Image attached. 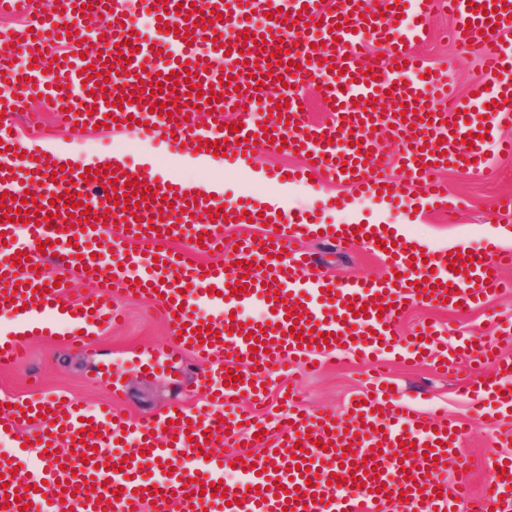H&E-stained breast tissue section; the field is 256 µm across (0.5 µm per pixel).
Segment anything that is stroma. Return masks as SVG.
<instances>
[{
    "label": "stroma",
    "mask_w": 512,
    "mask_h": 512,
    "mask_svg": "<svg viewBox=\"0 0 512 512\" xmlns=\"http://www.w3.org/2000/svg\"><path fill=\"white\" fill-rule=\"evenodd\" d=\"M449 26L447 15L436 14L428 22L430 34L419 51L429 66L447 70L455 93L463 97L469 85L482 77L483 70L477 53L460 54L451 43L447 36ZM126 141L132 142L133 147L122 160L134 172L182 180L199 175L198 169L190 165L194 157L190 147L162 137H147L135 130L105 133L58 128L46 143L53 148L68 147L84 159L110 154L112 144ZM160 154L171 159L170 167L156 166L155 158ZM303 163L301 156H289L264 146L253 152L248 167H238L223 157L214 160L212 168L219 173L217 181L223 187L225 200L235 204L255 201L260 195L275 196L288 210L309 216L313 223L389 224L432 250L478 249L489 241H503L512 248V239L505 241L499 235L500 229L512 228V213L495 208L499 198L512 196V158L492 157L489 170L479 177L444 171L442 178L449 192L464 201L461 211L451 217L417 208L418 197L414 194L386 200L352 196L346 185L321 178L286 185L278 182L277 171L298 168ZM299 246L311 253L315 268L338 280H380L389 271L387 259L365 245L347 251L321 237L308 236L300 239ZM117 304L124 314L123 321L101 329L91 348L80 350L47 336L30 342L20 361L0 366V396L60 395L92 405L107 401L116 392L121 397L120 408L133 418L165 411L177 403H199L201 365L185 351L165 357L168 336L158 303L147 297L130 296L118 299ZM425 322L436 323L440 328L453 327L459 336L482 337L501 357L512 359V294L490 297L470 309L413 305L399 322L396 333L401 337L411 335ZM493 322L499 325L494 332L489 329ZM143 355L151 358L152 368L142 369L139 358ZM476 370L502 386L512 387V377L497 375L493 365L463 360L442 373L435 370L433 361L414 360L408 352L389 358L384 372L386 381L398 387L394 402L461 419L466 432L460 447L464 467L462 473H448L446 480L452 484L458 478H466L473 494L479 496L496 457L512 452V447L500 443L495 421L481 415L479 398L460 394L464 378ZM369 372L368 360L354 354L340 355L314 374L276 367L267 380L266 406L269 411H281L280 394L292 389L307 412L330 413L342 422L346 419L347 399L365 388Z\"/></svg>",
    "instance_id": "1"
}]
</instances>
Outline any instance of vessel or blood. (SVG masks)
Returning <instances> with one entry per match:
<instances>
[{
	"mask_svg": "<svg viewBox=\"0 0 512 512\" xmlns=\"http://www.w3.org/2000/svg\"><path fill=\"white\" fill-rule=\"evenodd\" d=\"M252 5L143 0L162 22L148 34L126 24L121 0H54L48 11L40 0H0V16L15 20L0 42V72L15 83L14 95L0 98V194L14 197L10 208H0V310L15 320L0 335V364L17 360L37 336L61 334L68 345L86 347L96 329L121 318L113 298L155 292L170 327V352L189 351L208 366L201 378L203 405H176L137 420L108 404L86 407L51 397L21 399L10 409L1 399L0 433L23 432L29 420H38L27 445L43 467L29 476L5 473L0 505L6 512H19L23 502L27 512H40L48 502L55 512H144L148 504L156 512L172 506L177 512H385L394 503L409 512H458L472 504L477 512H512L511 457L499 460L505 473L489 480L480 498L462 479L446 488L448 471L463 468L455 436L459 420L387 403L389 391L382 386L360 391L348 427L332 415L299 414L290 400L270 419L240 414L235 404L244 394L262 397L276 365L304 369L334 358L340 346L363 357L399 354L394 330L408 303L462 309L480 303L503 287L501 270L512 266L511 249L476 250L464 262L397 232L329 224L323 232L337 245H389L391 277L337 283L313 272L308 253L297 245L303 225L292 213L261 202L233 205L221 190L194 194L175 180L151 177L136 184L125 167L112 176L94 162L64 167L31 151L15 129L13 107L40 96L69 128L124 123L146 135L175 134L206 159L214 148L235 147L242 163L256 145L269 144L311 159L306 169L280 171V180L312 173L361 194L389 196L395 184L378 176L373 156L376 132L388 122L401 135L409 191L448 213L462 202L438 179L440 165L479 175L490 154L512 155V139L500 133L501 122L512 120V79L506 75L512 67V0H264L271 18L260 24L249 19ZM437 9L447 10L455 43L477 51L485 70V79L463 99L445 72L427 67L414 50ZM287 28L294 40H283ZM124 42L133 47L131 62L117 75L110 65ZM370 42L380 46L384 61L364 62ZM204 55L223 57V71H202ZM187 70L201 82L203 96L191 95L188 83L170 81V72ZM161 73V93L141 92L136 104L123 98V91H141L142 83L158 81ZM282 80L323 86L331 123H311L296 93L287 108L272 109L267 91ZM99 82L105 93L95 92ZM214 90L218 99L206 101L205 93ZM251 100L257 103L253 112L246 108ZM156 101L165 103L166 114L152 112ZM205 105L214 112L241 111L240 131L216 137L197 120ZM88 170L94 173L90 182L83 178ZM112 187L121 195H142L135 216L107 200ZM28 190L38 191V214L51 216L50 226L10 221ZM67 191L84 194L82 213L63 200ZM218 207L222 216L209 218ZM105 216L123 220L124 231L102 224ZM245 216L279 231L240 239L231 262H202V254L223 245L226 227ZM174 240L181 243L175 250ZM22 256L29 259L24 271L14 264ZM78 269L94 282L93 293L77 295L56 285L57 277ZM244 275L247 288L235 293ZM257 302L270 309L269 318L246 319L243 308ZM201 306L218 309V316L197 315ZM248 332L268 342V349L252 350ZM320 333L327 334V346H317ZM419 334L413 347L423 358L437 348L450 361L493 354L478 337L458 340L431 324L421 325ZM233 368L239 380H231ZM466 389L482 392L496 414L512 412L511 388L470 383ZM88 421L96 428L91 436L83 432ZM272 424L278 427L273 434ZM257 442L265 452L256 458L248 450ZM231 464L239 478L225 496L202 494V483L223 481Z\"/></svg>",
	"mask_w": 512,
	"mask_h": 512,
	"instance_id": "b4317fda",
	"label": "vessel or blood"
}]
</instances>
